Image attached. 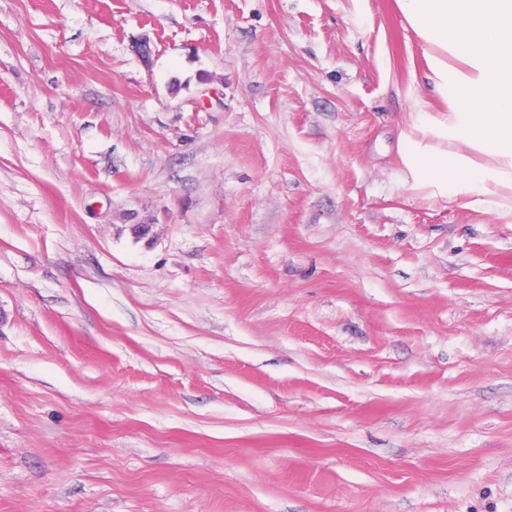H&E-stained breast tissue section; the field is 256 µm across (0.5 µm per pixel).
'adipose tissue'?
Segmentation results:
<instances>
[{
  "instance_id": "ef3b65f1",
  "label": "adipose tissue",
  "mask_w": 512,
  "mask_h": 512,
  "mask_svg": "<svg viewBox=\"0 0 512 512\" xmlns=\"http://www.w3.org/2000/svg\"><path fill=\"white\" fill-rule=\"evenodd\" d=\"M425 59L397 139L414 198L512 224V0H396Z\"/></svg>"
}]
</instances>
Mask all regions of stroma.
<instances>
[{
	"mask_svg": "<svg viewBox=\"0 0 512 512\" xmlns=\"http://www.w3.org/2000/svg\"><path fill=\"white\" fill-rule=\"evenodd\" d=\"M423 68L395 0H0V512H512V224L401 188ZM155 225L156 223L150 215H144L138 212H130L124 215V230H128L135 241H144L146 245L154 243L156 236L153 233V227Z\"/></svg>",
	"mask_w": 512,
	"mask_h": 512,
	"instance_id": "obj_1",
	"label": "stroma"
}]
</instances>
